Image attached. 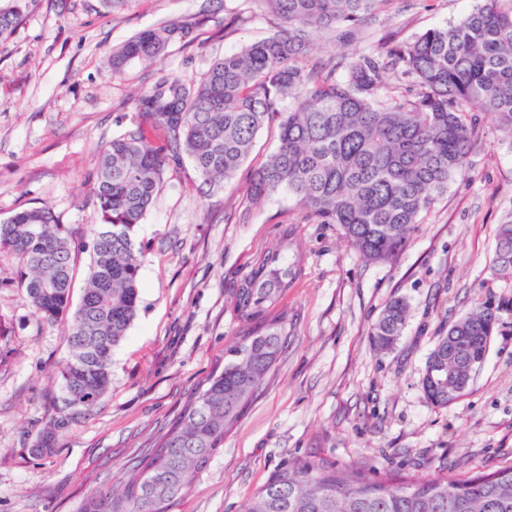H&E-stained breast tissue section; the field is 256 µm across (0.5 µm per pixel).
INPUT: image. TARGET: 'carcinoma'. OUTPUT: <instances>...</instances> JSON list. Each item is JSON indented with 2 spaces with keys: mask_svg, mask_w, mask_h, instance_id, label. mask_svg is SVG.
<instances>
[{
  "mask_svg": "<svg viewBox=\"0 0 512 512\" xmlns=\"http://www.w3.org/2000/svg\"><path fill=\"white\" fill-rule=\"evenodd\" d=\"M37 0H0V41L20 27ZM224 20L249 23L254 8L283 28L214 58L193 81L171 75L139 92L135 117L98 152L93 204L99 216L80 301L74 270L86 245L46 206L20 210L0 223V253L20 259L11 280L36 317L64 328L69 355L60 368L56 417L38 435L39 454L56 432L88 413L111 383L112 351L137 316L142 252L134 236L165 176L189 159L205 193L233 181L264 126L279 118V146L250 171L253 201L285 187L308 216L335 224L364 258L395 260L423 213L464 175L483 123L512 138V8L480 0L457 24L430 29L381 54L368 50L346 65H312L310 38L331 30L354 38L379 0H248ZM202 20L145 29L112 51V79L151 62L177 41L190 42ZM394 73L412 95L390 87ZM280 246L258 253L235 289L237 340L187 400L155 446L132 467L123 489L102 490L78 512H169L191 474L204 470L224 436L259 395L288 345L281 297L302 272L288 258L292 228L278 226ZM492 275L512 279V219L498 225ZM408 304L389 300L371 325L377 353L393 351ZM499 308L477 302L435 347L453 349V374L466 375L487 354ZM454 337L448 344V337ZM425 397L446 407L458 399L454 379ZM246 512H512V466L467 479L416 480L393 474L373 480L354 467L295 461L257 490Z\"/></svg>",
  "mask_w": 512,
  "mask_h": 512,
  "instance_id": "1",
  "label": "carcinoma"
}]
</instances>
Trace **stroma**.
Returning <instances> with one entry per match:
<instances>
[{
    "label": "stroma",
    "mask_w": 512,
    "mask_h": 512,
    "mask_svg": "<svg viewBox=\"0 0 512 512\" xmlns=\"http://www.w3.org/2000/svg\"><path fill=\"white\" fill-rule=\"evenodd\" d=\"M476 0H381L357 39L314 38L313 61L379 52L459 22ZM243 0H39L0 42V221L52 208L92 240L89 199L102 145L130 126L135 90L166 74L191 80L210 61L280 29L256 12L225 32ZM208 17L192 45L133 64L112 80L113 47L135 33ZM247 171L204 195L191 162L165 182L135 235L142 252L137 316L112 352L111 385L85 417L34 456L37 434L61 393L68 355L61 326L41 322L9 285L17 257L0 255V512H77L89 495L121 488L134 461L180 411L187 393L223 362L239 336L234 290L255 255L294 226L289 256L304 265L283 297L288 346L253 405L206 469L192 474L171 512H245L255 492L291 461H328L373 478H467L512 466V281L493 278L499 224L512 216V144L493 128L474 143L468 171L415 228L391 263L364 259L333 224L307 216L287 191L253 203ZM409 305L393 352L374 353L369 328L391 298ZM501 324L484 364L459 399L431 405L422 391L437 337L476 299Z\"/></svg>",
    "instance_id": "35a3bbf8"
}]
</instances>
